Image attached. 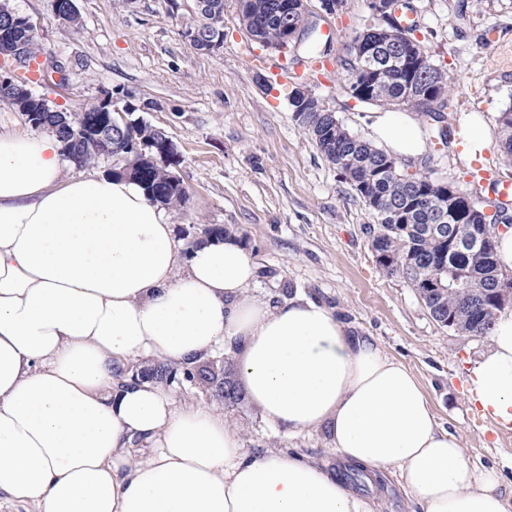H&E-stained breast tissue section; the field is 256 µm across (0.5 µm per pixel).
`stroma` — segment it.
Wrapping results in <instances>:
<instances>
[{
	"label": "stroma",
	"mask_w": 512,
	"mask_h": 512,
	"mask_svg": "<svg viewBox=\"0 0 512 512\" xmlns=\"http://www.w3.org/2000/svg\"><path fill=\"white\" fill-rule=\"evenodd\" d=\"M409 3L425 52L454 76V109L498 131L501 112L512 107V0ZM0 4L28 17L44 55L66 64L65 83L31 87L53 109L74 112L108 93L116 107L134 104L166 131L177 158L172 170L189 191L186 204L170 210L182 248L201 239L206 225L230 227L258 268L276 271L259 278L255 295L279 301L289 292L321 303L353 335L372 338L409 366L439 425L459 437L472 461L500 472V490L512 500V429L469 402L467 371L487 351V337L441 327L405 280L380 273L365 233L374 214L297 124L279 55L240 24L238 0H224V46L215 54L182 34L193 0H178L175 10L167 0H75L78 32L57 19L54 0ZM308 7L330 51L327 72H313L306 83L350 132L372 139V107L351 97L341 66L354 37L374 23L369 0H345L335 15L323 14L321 0H308ZM462 151L455 143L426 147L436 177L474 200L494 199L488 185L471 183ZM224 413L249 455L288 451L343 469L324 430L288 435L245 401ZM354 486L371 512H421L391 472Z\"/></svg>",
	"instance_id": "obj_1"
}]
</instances>
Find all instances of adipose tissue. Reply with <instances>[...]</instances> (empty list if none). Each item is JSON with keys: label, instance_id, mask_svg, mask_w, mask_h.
Listing matches in <instances>:
<instances>
[{"label": "adipose tissue", "instance_id": "1", "mask_svg": "<svg viewBox=\"0 0 512 512\" xmlns=\"http://www.w3.org/2000/svg\"><path fill=\"white\" fill-rule=\"evenodd\" d=\"M391 155L424 139L373 116ZM55 132H0V506L37 512H370L322 466L248 457L222 410L175 408L164 385L119 387L138 358L236 355L248 403L295 435L324 429L342 462L398 473L422 512H512L495 472L441 429L415 374L327 307L250 295L234 236L181 251L171 217L126 178L66 174ZM468 371L470 403L512 424V315ZM149 448L131 459L133 438Z\"/></svg>", "mask_w": 512, "mask_h": 512}]
</instances>
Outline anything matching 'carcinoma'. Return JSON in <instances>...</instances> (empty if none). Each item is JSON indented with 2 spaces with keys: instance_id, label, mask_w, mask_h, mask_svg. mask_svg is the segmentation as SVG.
<instances>
[{
  "instance_id": "carcinoma-1",
  "label": "carcinoma",
  "mask_w": 512,
  "mask_h": 512,
  "mask_svg": "<svg viewBox=\"0 0 512 512\" xmlns=\"http://www.w3.org/2000/svg\"><path fill=\"white\" fill-rule=\"evenodd\" d=\"M240 21L256 31L264 46H281L285 42L286 22L276 14L278 0H239ZM214 14L195 11L184 31L198 32L203 37L217 40L220 34L213 29ZM409 32L416 26L405 29ZM401 27L390 20L365 36L368 51L387 57L389 50L401 47V58L382 64L379 81L382 95L374 104L388 109H412L429 116L434 124L424 129L428 139L448 147L460 134L451 123L445 122L441 109L447 106L453 77L436 65H430L426 74L416 76V84L409 83L408 68L414 57L424 53L420 42L403 36ZM429 85L442 92L437 101L420 94L417 85ZM27 78L21 77L17 86L0 89V100L8 102L22 116L38 110L35 128H47L57 135L67 134L73 140L72 163L78 166L94 165L108 157L121 156L126 163L117 176L125 175L128 167L140 166L137 179L147 196H159L163 206L182 205L188 200L183 184L167 178L165 167L146 162L133 150L120 151L112 133L98 131L103 103L87 104L78 112L52 110L47 103L30 99L23 94ZM307 111L294 113L295 120L318 146L325 160L341 178L348 182L359 198L375 215L376 224L365 226L379 269L388 277L400 276L414 288L441 326H451L467 336H486L494 320L502 313L493 294L496 288H511L512 276L498 270L494 259V237L499 225L498 215L508 211L502 203H495V214L486 215L479 204L474 212L464 217L441 220L444 209L453 197L460 196L448 183L429 173H409L391 168L392 156L372 142L351 133L336 117L319 107L321 101L314 95L305 100ZM501 137L498 148L512 162V107L499 116ZM477 241L472 247L454 250L450 242L458 237ZM464 271L468 288L452 289L441 295L427 284L441 280L449 282L452 275ZM132 380L180 385L187 384L206 391L216 401L232 406L244 398L241 387L229 377L224 360L202 357L187 366L174 367L164 362L129 369Z\"/></svg>"
}]
</instances>
